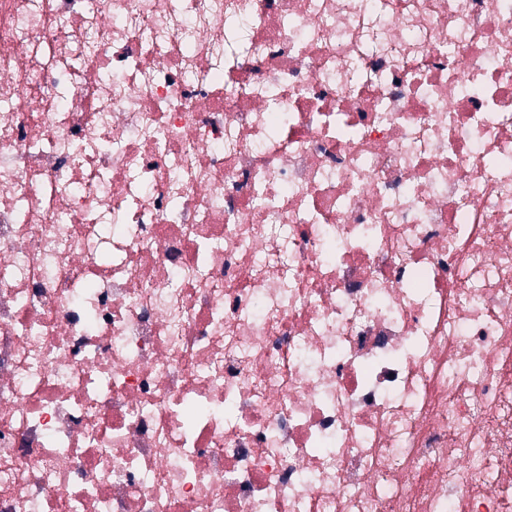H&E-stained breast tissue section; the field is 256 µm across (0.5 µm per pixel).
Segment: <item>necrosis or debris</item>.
I'll return each instance as SVG.
<instances>
[{
	"instance_id": "obj_1",
	"label": "necrosis or debris",
	"mask_w": 512,
	"mask_h": 512,
	"mask_svg": "<svg viewBox=\"0 0 512 512\" xmlns=\"http://www.w3.org/2000/svg\"><path fill=\"white\" fill-rule=\"evenodd\" d=\"M0 512H512V0H0Z\"/></svg>"
}]
</instances>
